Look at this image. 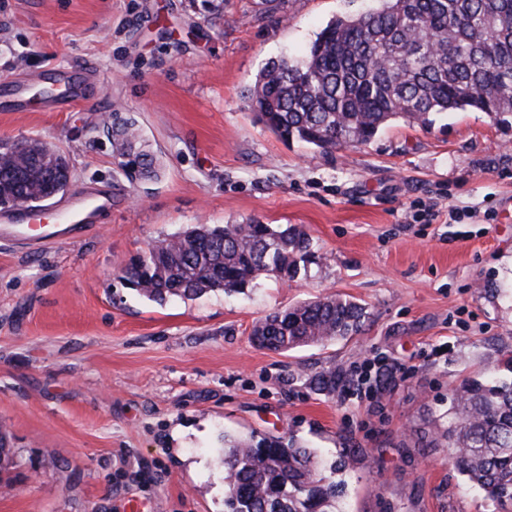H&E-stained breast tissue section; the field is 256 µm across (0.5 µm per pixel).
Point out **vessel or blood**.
Segmentation results:
<instances>
[{
  "label": "vessel or blood",
  "mask_w": 512,
  "mask_h": 512,
  "mask_svg": "<svg viewBox=\"0 0 512 512\" xmlns=\"http://www.w3.org/2000/svg\"><path fill=\"white\" fill-rule=\"evenodd\" d=\"M81 81L70 70H60L51 91L34 93L26 86H15L10 108L15 112L30 111L39 106L47 111H61L73 102L83 100ZM116 198L112 193L92 190L78 202L53 210L49 223H41L38 211L27 207H11L0 211V238L13 241H48L70 243L91 228L104 213L110 212Z\"/></svg>",
  "instance_id": "1"
}]
</instances>
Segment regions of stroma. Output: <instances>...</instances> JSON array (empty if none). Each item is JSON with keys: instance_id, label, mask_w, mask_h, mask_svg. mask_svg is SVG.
<instances>
[{"instance_id": "1", "label": "stroma", "mask_w": 512, "mask_h": 512, "mask_svg": "<svg viewBox=\"0 0 512 512\" xmlns=\"http://www.w3.org/2000/svg\"><path fill=\"white\" fill-rule=\"evenodd\" d=\"M378 0H0V81L88 69L86 102L1 112L0 143L64 152L67 189L122 198L94 231L0 243V512H224L225 435L297 440L345 456L344 512H494L436 437L466 379H512V127L452 112L397 121L323 152L250 110L269 59H302L335 18ZM161 162L134 181L112 115ZM301 226L298 279H257L159 305L120 280L159 238L197 224ZM342 294L359 336L287 353L252 345L268 313ZM334 382L323 388L319 375Z\"/></svg>"}]
</instances>
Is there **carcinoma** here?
<instances>
[{"instance_id": "cac0c4a2", "label": "carcinoma", "mask_w": 512, "mask_h": 512, "mask_svg": "<svg viewBox=\"0 0 512 512\" xmlns=\"http://www.w3.org/2000/svg\"><path fill=\"white\" fill-rule=\"evenodd\" d=\"M256 117L288 142L321 151L366 145L398 119L424 128L449 112L478 110L512 125V0H382L330 22L306 58L269 60L248 94ZM112 139L129 178L155 174L132 118L112 113ZM25 158L0 145V206L39 199L68 181L69 160L37 139ZM306 231L248 220L197 225L151 243L121 279L162 304L222 290L243 293L262 276L293 281L307 262ZM365 309L327 296L273 311L251 340L274 352L361 332ZM441 437L452 465L495 512H512V380H469L450 395ZM224 512H338V484L312 448L224 437Z\"/></svg>"}]
</instances>
